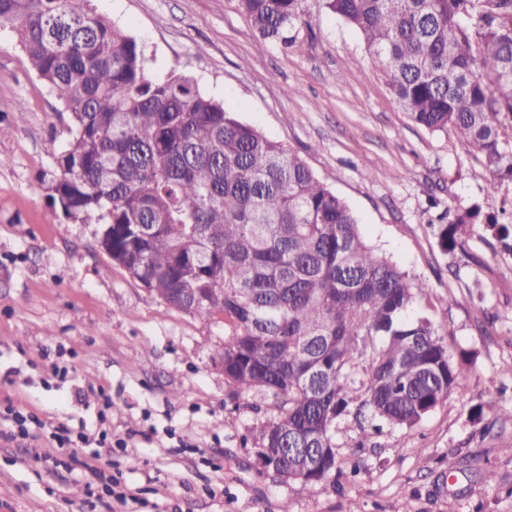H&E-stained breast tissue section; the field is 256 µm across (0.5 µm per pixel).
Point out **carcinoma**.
<instances>
[{"label":"carcinoma","mask_w":512,"mask_h":512,"mask_svg":"<svg viewBox=\"0 0 512 512\" xmlns=\"http://www.w3.org/2000/svg\"><path fill=\"white\" fill-rule=\"evenodd\" d=\"M303 0H240L257 38L289 46ZM362 36L391 101L512 181V0H325ZM31 68L69 114L53 204L109 224L112 260L171 307L224 319L233 394H272L264 468L343 474L336 430L412 429L458 388L429 286L379 254L344 200L187 74L152 76L137 40L85 0H0ZM440 250L485 224L512 254V212L446 211Z\"/></svg>","instance_id":"obj_1"}]
</instances>
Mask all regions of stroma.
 <instances>
[{
	"mask_svg": "<svg viewBox=\"0 0 512 512\" xmlns=\"http://www.w3.org/2000/svg\"><path fill=\"white\" fill-rule=\"evenodd\" d=\"M90 6L135 36L153 75L190 73L302 157L369 244L429 284L424 304L462 380L414 429L366 440L344 421L336 445L359 462L352 480L312 487L264 470L274 400L229 399L223 320L167 307L101 248L98 218L53 206L68 116L2 28L0 415H29L31 436H0V512H512V416L477 415L512 409V254L482 224L447 255L431 233L449 209L499 212L512 183L395 108L362 37L324 0H304L288 48L257 41L239 0Z\"/></svg>",
	"mask_w": 512,
	"mask_h": 512,
	"instance_id": "obj_1",
	"label": "stroma"
}]
</instances>
